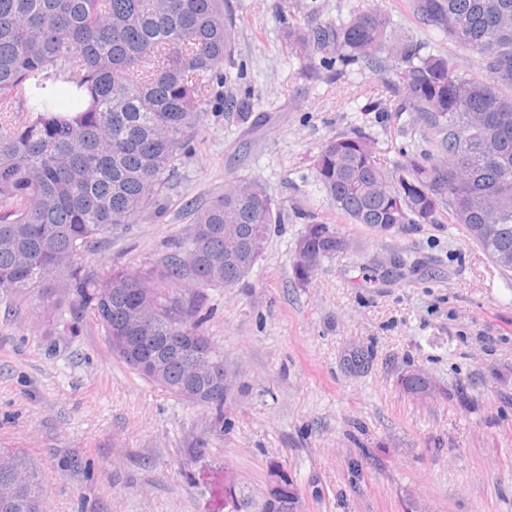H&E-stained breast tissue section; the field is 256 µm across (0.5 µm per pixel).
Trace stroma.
<instances>
[{"label": "stroma", "mask_w": 512, "mask_h": 512, "mask_svg": "<svg viewBox=\"0 0 512 512\" xmlns=\"http://www.w3.org/2000/svg\"><path fill=\"white\" fill-rule=\"evenodd\" d=\"M321 18L381 8L424 51L480 59L409 11V0H297ZM231 83L215 81L164 210L113 233L99 264L138 269L185 237V205L255 179L285 214L242 283L210 291L205 328L237 384L224 430L207 412L143 380L86 321L45 334L31 305L0 299V448H22L44 476L49 512H263L285 490L296 512H512V279L456 224L381 234L339 225L346 250L304 284L293 250L306 215L330 213L312 169L317 146L358 133L378 158L426 142L370 111L393 94L356 65L335 84L308 80L282 38L279 0H236ZM250 100L228 112L226 97ZM409 265L397 269L398 259ZM371 352L367 371L347 365ZM435 385L406 393L411 371Z\"/></svg>", "instance_id": "35a3bbf8"}]
</instances>
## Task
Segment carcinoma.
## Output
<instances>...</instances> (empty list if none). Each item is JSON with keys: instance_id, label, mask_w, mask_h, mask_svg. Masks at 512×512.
Returning a JSON list of instances; mask_svg holds the SVG:
<instances>
[{"instance_id": "cac0c4a2", "label": "carcinoma", "mask_w": 512, "mask_h": 512, "mask_svg": "<svg viewBox=\"0 0 512 512\" xmlns=\"http://www.w3.org/2000/svg\"><path fill=\"white\" fill-rule=\"evenodd\" d=\"M414 18L480 56L485 75L394 35L383 9L305 22L281 0L284 39L305 73L358 64L382 75L441 160L402 152L383 165L357 134L325 139L313 159L327 201L349 224L380 233L448 218L512 276V0H411ZM232 0H0V296L36 301L50 329L74 336L95 320L112 353L140 377L205 407L224 424V350L204 329L212 288L245 280L284 220L255 180L186 203L189 234L152 266L101 267L97 244L163 209L213 82L232 81ZM348 242L308 215L293 271L307 282ZM149 336L144 346L138 340ZM148 354L157 371L146 373ZM419 395L431 382L412 374ZM0 512H47L41 475L0 448ZM266 512H293L281 491Z\"/></svg>"}]
</instances>
